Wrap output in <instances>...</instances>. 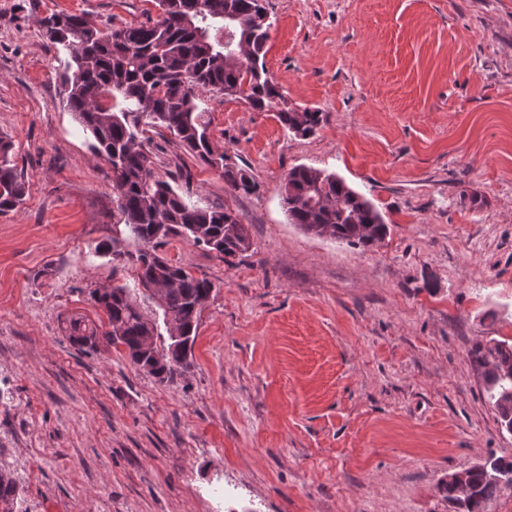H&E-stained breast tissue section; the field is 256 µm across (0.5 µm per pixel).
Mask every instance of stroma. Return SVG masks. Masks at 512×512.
I'll return each instance as SVG.
<instances>
[{"label": "stroma", "instance_id": "1", "mask_svg": "<svg viewBox=\"0 0 512 512\" xmlns=\"http://www.w3.org/2000/svg\"><path fill=\"white\" fill-rule=\"evenodd\" d=\"M266 69L284 130L202 94L215 144L257 189L171 135L155 172L187 202L235 210L251 249L160 253L214 291L190 368L168 383L124 348L82 351L65 319L98 318L97 288L133 268L100 252L119 219L112 169L60 94L65 55L37 21L101 28L158 16L153 0H0V134L26 196L0 213V471L16 512H464L448 474L512 457L477 342H512V0H265ZM336 173L389 231L363 247L305 233L289 170Z\"/></svg>", "mask_w": 512, "mask_h": 512}]
</instances>
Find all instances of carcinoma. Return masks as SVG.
<instances>
[{
    "mask_svg": "<svg viewBox=\"0 0 512 512\" xmlns=\"http://www.w3.org/2000/svg\"><path fill=\"white\" fill-rule=\"evenodd\" d=\"M160 16L134 26L100 28L82 15L52 14L38 20L46 39L70 44L62 78L68 110L94 139L95 152L112 167V188L122 224V239L138 244L130 255L138 289L160 286L162 318L180 323L184 339L175 341L151 320L136 294L125 285L112 292L94 290L91 300L104 312L107 325L72 318L65 331L81 349H98L99 340L123 346L134 364L161 382L188 367L203 305L214 285L205 277L170 262L158 248L172 238L204 245L224 258L251 248L247 225L228 207L214 209L188 204L154 171L155 150L150 133L164 129L202 164L220 171L230 194L251 193L250 172L227 163L215 153L210 119L199 110L202 92H218L248 103L258 112H276L290 132L306 135L318 125L319 112L290 108L264 66L272 22L264 0H157ZM246 39L244 66L225 63L226 53ZM10 138L0 135V211L16 208L26 184L11 155ZM283 205L290 223L317 236L371 246L386 236L388 225L366 197L334 173L295 166L285 180ZM121 328L113 339L111 326ZM156 332L159 358L135 357L141 337ZM473 364L484 369L486 391L499 417L512 415V404L499 405L512 386V344L491 339L469 351ZM474 498L467 512H484L486 503L503 492L499 482L472 468ZM15 481L0 473V503L17 499Z\"/></svg>",
    "mask_w": 512,
    "mask_h": 512,
    "instance_id": "cac0c4a2",
    "label": "carcinoma"
}]
</instances>
